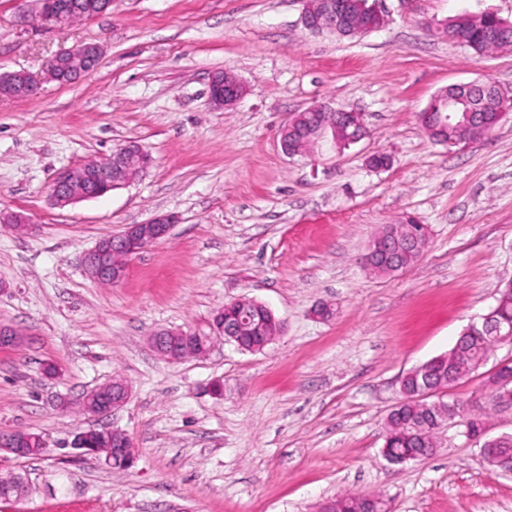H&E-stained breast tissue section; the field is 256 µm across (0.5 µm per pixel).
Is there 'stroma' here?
<instances>
[{
  "label": "stroma",
  "instance_id": "35a3bbf8",
  "mask_svg": "<svg viewBox=\"0 0 512 512\" xmlns=\"http://www.w3.org/2000/svg\"><path fill=\"white\" fill-rule=\"evenodd\" d=\"M384 24L342 37L302 23V0H112L67 26L37 0H0V73L26 71L35 97L0 96V432L41 433L37 458L0 459L28 480L0 512H316L351 491L391 512H512V478L492 471L462 426L432 457L384 460L385 419L411 367L450 350L512 280V117L464 146L435 143L419 115L451 85L489 80L512 92V52L474 55L440 33L461 14L512 20V0H368ZM97 42L96 69L62 85L50 59ZM248 86L229 110L213 73ZM317 101L362 113L367 138H325L285 155L279 131ZM133 141L152 165L133 182L66 207L48 187L61 170ZM383 152L375 171L366 155ZM170 214L164 239L132 256L125 278L86 274L85 253L130 224ZM428 228L422 257L388 277L362 257L386 224ZM283 322L262 352L221 340L171 361L159 329L212 332L240 297ZM328 304L331 318L315 316ZM53 364L56 376L44 373ZM121 377L131 396L108 416L79 410ZM222 380L224 394L208 393ZM127 433L119 471L73 443L93 429Z\"/></svg>",
  "mask_w": 512,
  "mask_h": 512
}]
</instances>
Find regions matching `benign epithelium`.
<instances>
[{"mask_svg": "<svg viewBox=\"0 0 512 512\" xmlns=\"http://www.w3.org/2000/svg\"><path fill=\"white\" fill-rule=\"evenodd\" d=\"M350 13L347 0H317L303 10L304 26L314 32L331 31L341 33ZM101 48L96 43H83L74 49L53 58L52 64L65 73L81 76L82 66L89 59L100 60ZM0 81L16 84L26 96L32 97L38 92V83L24 72H10L0 75ZM453 95L448 90L439 91L421 114V119H434L432 131L446 132L450 127L465 129L476 123L484 104L492 97L496 86L489 82L471 81L451 86ZM246 94L245 84L230 72L212 75L209 83V95L217 108L230 109ZM353 129L346 142L355 144L365 138L361 115L357 112L343 111L339 121L327 125H315L305 129V133L316 143L331 135L336 137ZM152 159L139 144L129 141L115 150L108 157L92 162L98 183L103 191L110 192L131 183L145 169ZM87 173L77 165L61 171L49 187V197L54 205L65 207L79 200L88 199L91 194L86 190ZM175 217L157 215L143 224H130L118 233L101 239L84 258L85 270L97 281L115 284L120 282L127 272L128 259L147 245L166 237ZM494 311L480 317V325L496 344L512 345V328L504 329L494 320ZM256 330V324L243 317L224 321V341L237 343V339ZM193 333L187 331L161 330L152 338L154 349L162 350L165 358L178 359L175 342L177 337L189 338ZM112 396H107L105 389L98 388L84 399V406L94 416H104L121 407L130 395V386L122 378H114ZM29 430L19 428L0 434V453L21 457L28 452ZM112 447L115 453L124 459L127 466L136 460V452L130 438L119 430H112Z\"/></svg>", "mask_w": 512, "mask_h": 512, "instance_id": "7a95c632", "label": "benign epithelium"}]
</instances>
